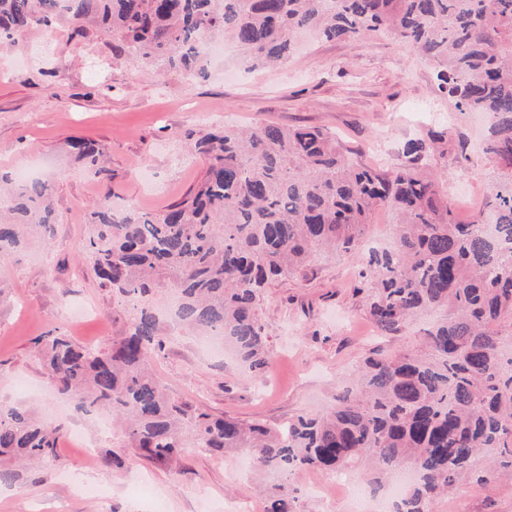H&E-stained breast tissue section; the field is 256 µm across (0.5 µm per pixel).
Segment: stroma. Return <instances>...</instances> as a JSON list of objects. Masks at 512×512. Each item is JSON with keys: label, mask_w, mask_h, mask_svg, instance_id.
<instances>
[{"label": "stroma", "mask_w": 512, "mask_h": 512, "mask_svg": "<svg viewBox=\"0 0 512 512\" xmlns=\"http://www.w3.org/2000/svg\"><path fill=\"white\" fill-rule=\"evenodd\" d=\"M438 96L433 70L410 49L382 37L330 42L306 34L288 60L244 71L236 54L215 57L207 78L153 74L111 35L80 33L70 13L53 34L39 25L0 53V171L28 165L48 179L57 222L48 240H32L0 260V400L22 404L62 424L55 466L33 471L23 487H0V512H231L247 498L265 501L274 476L241 471L238 453L186 455L160 465L126 446L122 427L59 398L36 354L35 339L51 329L101 348L126 336L134 306L102 286L84 250L95 202L111 193L121 208L162 211L199 184L204 161L186 132L256 123L309 125L334 134L354 162L384 172L402 161V144L439 129L453 111ZM450 138L466 148L435 155L432 172L458 220L482 209L495 164L482 153L484 128L472 117L453 123ZM75 139L104 152L94 168L68 152ZM385 141V160L371 146ZM354 257L321 254L299 272L265 288L258 315L269 365L251 372L232 356L199 351L191 332L173 327L169 296L149 299L167 339L152 369L170 398L247 423L279 426L302 413L327 410L351 385L363 360L377 352L417 353L434 319L424 313L395 336L379 335L363 296L354 294ZM92 452H85L84 443ZM118 455L123 467L109 465ZM330 474L304 470L287 480L304 512H350L337 500ZM436 512H512V479L493 477L441 498Z\"/></svg>", "instance_id": "obj_1"}]
</instances>
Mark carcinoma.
Returning <instances> with one entry per match:
<instances>
[{
    "label": "carcinoma",
    "mask_w": 512,
    "mask_h": 512,
    "mask_svg": "<svg viewBox=\"0 0 512 512\" xmlns=\"http://www.w3.org/2000/svg\"><path fill=\"white\" fill-rule=\"evenodd\" d=\"M64 12L101 19L105 32L146 63L207 74L203 46L222 35L249 70L287 58L296 33L332 41L382 35L434 65L435 91L460 114L490 120L483 152L502 170L485 212L456 220L426 160L448 152V129L411 138L389 174L355 165L336 137L310 126L255 124L189 132L205 159L195 191L160 212L116 209L106 193L92 212L86 247L108 286L141 300L161 285L177 295L174 315L203 334L224 333L256 372L268 366L259 298L273 279L323 248L354 256V292L367 298L382 335L423 309L446 317L425 330L424 358L369 357L356 383L322 415L279 428L245 423L170 401L150 368L164 348L160 323L140 309L109 349L56 330L35 345L48 376L75 408L123 423L131 447L167 464L194 446L246 452L254 469L287 476L367 465L379 485L401 466L417 481L392 512H434L459 483L512 475V351L494 324H512V0H0V42ZM48 180L17 181L0 193V259L56 223ZM397 217L394 246L362 248L373 212ZM61 426L0 402V485L20 486L28 463L58 460ZM264 512H301L276 486Z\"/></svg>",
    "instance_id": "carcinoma-1"
}]
</instances>
